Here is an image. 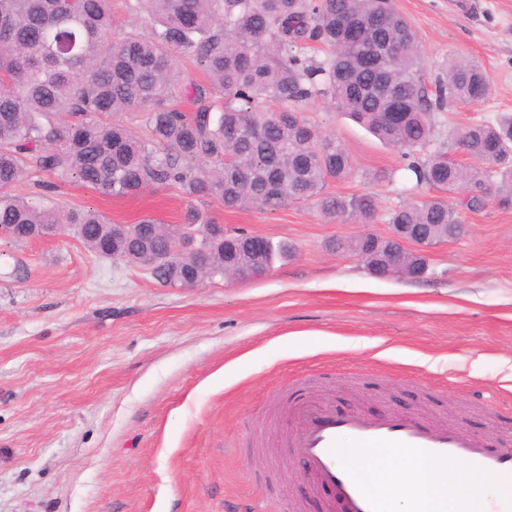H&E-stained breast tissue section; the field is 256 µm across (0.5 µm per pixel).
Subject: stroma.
I'll list each match as a JSON object with an SVG mask.
<instances>
[{"instance_id":"35a3bbf8","label":"stroma","mask_w":512,"mask_h":512,"mask_svg":"<svg viewBox=\"0 0 512 512\" xmlns=\"http://www.w3.org/2000/svg\"><path fill=\"white\" fill-rule=\"evenodd\" d=\"M415 27L427 78L478 62L490 99L435 113L420 158L453 129L512 113V0H393ZM308 118L355 171L327 192L371 195L369 223L326 222L307 204L278 211L200 202L228 231L285 242L294 256L249 281L192 288L91 253L73 231L0 241V512H325L285 457L290 391L371 416L405 412L512 440V206L462 210L465 233L432 248L418 280L370 275L331 241L391 233L409 194L399 150L317 100ZM29 202L91 209L117 224H178L175 186L110 197L35 170ZM500 407L503 417L484 409Z\"/></svg>"}]
</instances>
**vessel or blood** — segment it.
<instances>
[{
    "label": "vessel or blood",
    "instance_id": "b4317fda",
    "mask_svg": "<svg viewBox=\"0 0 512 512\" xmlns=\"http://www.w3.org/2000/svg\"><path fill=\"white\" fill-rule=\"evenodd\" d=\"M287 455L301 461L305 477L330 487L342 512H391L389 497L372 490L353 452L385 449L436 462L464 461L476 474H496V496H477L467 512H512V444H488L457 425L428 423L401 413L373 417L346 411L329 398H288Z\"/></svg>",
    "mask_w": 512,
    "mask_h": 512
}]
</instances>
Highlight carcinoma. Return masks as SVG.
Here are the masks:
<instances>
[{
    "label": "carcinoma",
    "mask_w": 512,
    "mask_h": 512,
    "mask_svg": "<svg viewBox=\"0 0 512 512\" xmlns=\"http://www.w3.org/2000/svg\"><path fill=\"white\" fill-rule=\"evenodd\" d=\"M150 23L146 36L112 40V0H0V225L18 240L73 226L100 257L117 250L129 264L160 251L150 268L160 283L179 287L189 277L245 280L291 256L288 246L224 228L191 207L184 223L210 227L205 262L190 264L183 233L146 216L120 228L93 210L62 211L51 201L33 205L15 193L27 169L77 179L113 197L174 185L197 200L226 209L278 211L313 204L328 222L371 219L370 196L325 191L329 180L352 176V157L304 115L316 98L397 148L414 188L438 192L388 214L392 236L336 241V251L362 259L380 278L417 279L427 248L460 234L462 220L448 196L464 190L468 209L485 206L487 182L512 202V113L478 121L453 134L479 165L446 151L421 161L430 142L431 115L467 103L475 91L493 93L478 63L451 60L442 78L427 83L415 29L390 0H128ZM312 42L324 50L316 61ZM191 55L210 88L193 85L198 106L183 112L176 55ZM261 101L276 107L257 111ZM145 110L146 136L114 117ZM422 236V247L402 242Z\"/></svg>",
    "instance_id": "cac0c4a2"
}]
</instances>
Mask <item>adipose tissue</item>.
Returning <instances> with one entry per match:
<instances>
[{"mask_svg": "<svg viewBox=\"0 0 512 512\" xmlns=\"http://www.w3.org/2000/svg\"><path fill=\"white\" fill-rule=\"evenodd\" d=\"M371 464L367 478L371 487L382 494L392 496L395 512H416L417 500L448 489L450 480L464 471V464L449 467L447 480H439L437 467L430 461L404 458L387 451L370 454Z\"/></svg>", "mask_w": 512, "mask_h": 512, "instance_id": "adipose-tissue-1", "label": "adipose tissue"}]
</instances>
